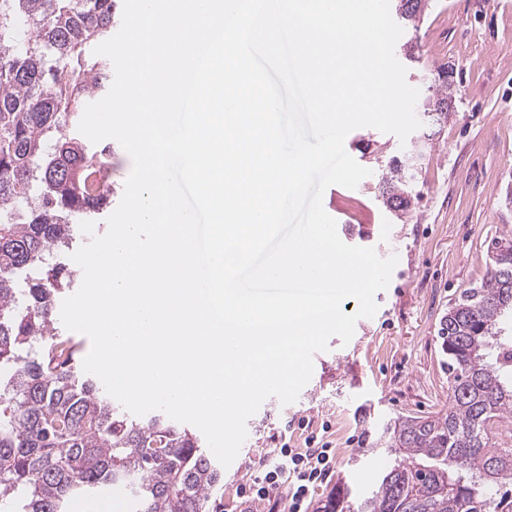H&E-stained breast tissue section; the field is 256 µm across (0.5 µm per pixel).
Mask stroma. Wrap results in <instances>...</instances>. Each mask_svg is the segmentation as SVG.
Wrapping results in <instances>:
<instances>
[{
	"label": "stroma",
	"instance_id": "1",
	"mask_svg": "<svg viewBox=\"0 0 512 512\" xmlns=\"http://www.w3.org/2000/svg\"><path fill=\"white\" fill-rule=\"evenodd\" d=\"M403 35L416 37L421 54L407 69L409 85L421 87L437 64L456 67L454 112L426 157L420 200L408 220H396L378 201L372 174L337 202L341 240L398 263L375 296L376 314L356 326L352 342L335 337L328 351L315 354L300 401L268 398L248 419L245 444L224 470L226 512H238L239 484L280 440L303 447L300 419L329 423L336 450L331 478L313 495L318 503L342 479L359 494L371 490L392 461L376 444L390 418L449 404L440 321L451 300L482 278L491 239L512 229V0H433L418 29ZM399 145L395 135L371 127L344 141L362 165L371 152Z\"/></svg>",
	"mask_w": 512,
	"mask_h": 512
}]
</instances>
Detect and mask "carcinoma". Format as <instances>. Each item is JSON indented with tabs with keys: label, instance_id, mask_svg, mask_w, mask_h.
I'll return each instance as SVG.
<instances>
[{
	"label": "carcinoma",
	"instance_id": "1",
	"mask_svg": "<svg viewBox=\"0 0 512 512\" xmlns=\"http://www.w3.org/2000/svg\"><path fill=\"white\" fill-rule=\"evenodd\" d=\"M406 2L405 24L424 19ZM118 0H0V512H67L101 486L129 488L138 512H224V467L199 436L163 413L135 416L112 403L75 364L81 342L60 335L58 295L76 278L57 262L17 281L55 249L76 243L82 221L112 205L95 188L94 156L80 136L83 107L111 80L94 48L112 35ZM456 68L434 70L422 102L431 126L448 122ZM55 143L49 152L48 143ZM394 154L380 165L377 198L396 219L415 210L408 184L422 169ZM512 234L491 240L486 276L451 301L439 338L448 355L450 405L402 415L380 441L394 465L366 496L336 486L319 512H512V448H494L491 425L512 414Z\"/></svg>",
	"mask_w": 512,
	"mask_h": 512
}]
</instances>
